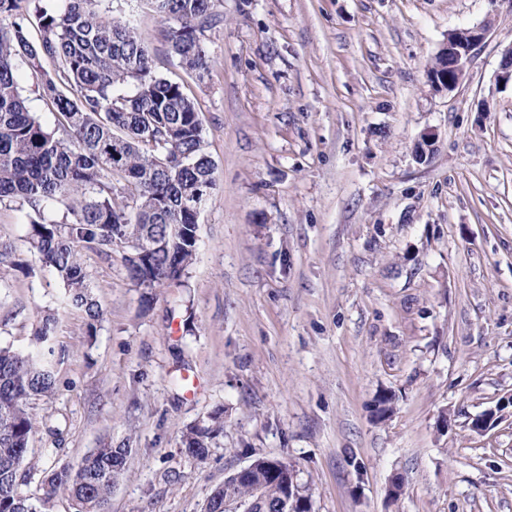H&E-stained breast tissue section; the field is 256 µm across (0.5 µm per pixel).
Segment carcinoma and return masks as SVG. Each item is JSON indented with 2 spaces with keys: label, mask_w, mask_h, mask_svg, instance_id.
I'll list each match as a JSON object with an SVG mask.
<instances>
[{
  "label": "carcinoma",
  "mask_w": 512,
  "mask_h": 512,
  "mask_svg": "<svg viewBox=\"0 0 512 512\" xmlns=\"http://www.w3.org/2000/svg\"><path fill=\"white\" fill-rule=\"evenodd\" d=\"M102 0H0V201L27 209V243L64 289L62 310L81 312L94 331L104 312L92 295L82 251L124 253L131 280L157 288L178 280L199 241L204 183L215 186L199 110L182 85L159 73L134 27L101 9ZM168 26L169 52L183 69L202 75L208 56L199 34L218 17L219 0H145ZM37 78L55 115L48 130L25 104L16 68ZM64 210V219L51 214ZM60 318L47 314L31 349L0 346V512L46 510L63 492L73 512H108L131 452L107 441L73 469L42 470L39 505L19 486L34 477L31 441L39 421L32 402L52 394L64 352ZM223 430L220 415L182 436L187 455L203 459ZM24 454L25 467L12 460ZM259 468L253 478L227 480L206 512L224 501L247 504L262 489L275 506L288 494L293 467Z\"/></svg>",
  "instance_id": "cac0c4a2"
}]
</instances>
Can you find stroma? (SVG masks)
<instances>
[{"instance_id": "1", "label": "stroma", "mask_w": 512, "mask_h": 512, "mask_svg": "<svg viewBox=\"0 0 512 512\" xmlns=\"http://www.w3.org/2000/svg\"><path fill=\"white\" fill-rule=\"evenodd\" d=\"M102 7L195 101L217 185L179 282L141 288L121 251L84 252L93 334L61 313L25 208L0 202V345L28 349L57 312L66 348L34 404V462L129 441L110 512H203L258 456L293 466L311 512H512V0H221L201 76L142 0ZM486 20L460 85L435 91L449 31ZM215 414L208 457L187 456L183 434Z\"/></svg>"}]
</instances>
